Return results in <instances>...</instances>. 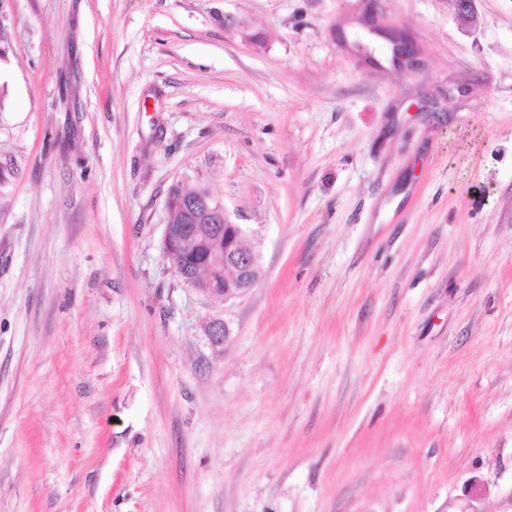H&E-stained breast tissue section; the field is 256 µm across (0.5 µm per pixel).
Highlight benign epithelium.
Instances as JSON below:
<instances>
[{"label":"benign epithelium","mask_w":512,"mask_h":512,"mask_svg":"<svg viewBox=\"0 0 512 512\" xmlns=\"http://www.w3.org/2000/svg\"><path fill=\"white\" fill-rule=\"evenodd\" d=\"M221 216L219 224H167L164 228L163 251L172 258L171 268L187 286L205 297L226 301L243 296L259 279V255L246 244V232L231 221L224 202L209 197L200 217ZM230 335L229 327L221 321L207 326L212 343L221 345ZM488 493L487 486L474 478L468 487V512H482L480 501Z\"/></svg>","instance_id":"7a95c632"}]
</instances>
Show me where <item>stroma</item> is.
<instances>
[{"label": "stroma", "mask_w": 512, "mask_h": 512, "mask_svg": "<svg viewBox=\"0 0 512 512\" xmlns=\"http://www.w3.org/2000/svg\"><path fill=\"white\" fill-rule=\"evenodd\" d=\"M364 8L0 0V512H512V0H376L402 69ZM199 183L204 184L196 180L194 186L188 188L177 183L169 190L167 197L173 202L169 208L171 224H165L163 251L166 257L173 258L171 268L185 285L205 297L226 302L243 296L256 285L260 272L259 255L246 244L245 230L231 221L224 202L216 196L210 194L209 202L199 215L205 219L223 216L224 226L189 224L182 204L185 200L201 202L209 193L204 186L194 189ZM190 256H200L201 260L189 266L186 261ZM217 256L221 257L220 264L214 262ZM201 273L206 275L199 278Z\"/></svg>", "instance_id": "1"}]
</instances>
